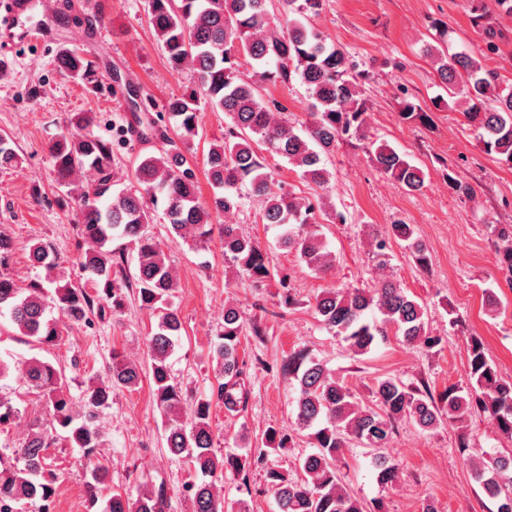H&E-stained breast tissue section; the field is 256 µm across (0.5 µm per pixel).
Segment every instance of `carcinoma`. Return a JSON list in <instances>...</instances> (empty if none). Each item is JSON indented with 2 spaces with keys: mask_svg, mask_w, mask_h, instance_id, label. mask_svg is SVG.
<instances>
[{
  "mask_svg": "<svg viewBox=\"0 0 512 512\" xmlns=\"http://www.w3.org/2000/svg\"><path fill=\"white\" fill-rule=\"evenodd\" d=\"M278 2L283 20L277 24L271 17V0H147L149 23L169 64L177 70L187 67L196 76V87L170 98L165 106L183 146H190L199 135V100L227 118L224 138L211 141L203 157L213 189L210 201H200L196 170L182 146L172 140L139 161L134 172L139 189L135 191L114 189L112 142L96 134L92 113H75L67 133L49 145L58 184L80 201V234L85 243L81 266L95 276L97 296L64 281L59 260L43 242L31 245L29 258L45 268L53 293L47 294L41 284L27 290L19 287L6 273L13 243L0 227V315L9 314L20 335L47 347L58 345L62 338L60 320L47 316L51 308L71 323L85 320L97 299L107 301L113 313L123 312L130 285L114 270L112 241L125 238L134 245L137 300L156 315L147 338L152 394L168 452L186 460L193 472L185 488L191 512H224L217 482L227 470L240 473L250 467L251 459L232 452L217 454L212 399H197L191 417L183 415V390L171 377L168 364L182 329L179 311L170 303L178 287L177 276L145 227L160 209L172 237L197 251L205 248L217 229L223 238L224 258L245 277L261 283L273 276L265 254L234 225L220 223L222 216L242 206L239 185L247 182L263 202V223L277 229L278 243L295 251L311 271L325 274L335 266L336 256L326 249L319 231L331 181L324 159L339 143L366 138L367 105L361 91L366 73L310 23L322 12L324 0ZM498 50L489 36L477 54H450L438 47L427 48L426 54L433 59L435 78L448 96L465 99L464 116L476 129L484 152L512 167V89L499 88L497 72L484 64ZM56 65L89 83L98 82L96 63L75 49L62 50ZM294 78L306 86L310 99L312 120L301 133L280 117L284 111L280 103L262 93L265 83L286 84ZM264 151L287 159L324 194L312 199L276 187ZM21 160L11 139L0 136V169L15 167ZM371 161L409 192L424 186L423 170L387 145L371 151ZM444 179L455 194H472V187L455 172L445 170ZM390 233L420 269H429L430 254L412 225L392 224ZM492 233L498 241L499 263L512 272V225L496 224ZM314 308L324 326L354 356L369 353L391 335L427 353L443 342L428 332L424 305L387 278L372 290L327 288L315 297ZM241 330L240 313L229 307L224 310V329L211 343L222 374L214 393L231 416L244 410L249 396L239 363ZM286 368L296 382L297 424L308 431L315 451L302 462L301 480L276 468L266 471L274 512H366L342 483L340 457L351 446L384 447L406 420L430 430L445 415L461 423L478 413L491 419L496 432L512 439V379L502 376L479 336L470 337L468 343L466 384L448 387L437 399L425 381L418 387L385 377L370 388V406L357 401L351 388L326 365L302 352L290 357ZM21 374L29 388L45 399L49 419L30 424L22 446L12 450L15 463L0 466V512H23L26 504L36 505L38 512H50L57 476L48 463L47 450L58 440L82 451L92 465L86 494L95 512H166L168 495L162 484L135 498L120 491L102 494L108 468L94 461L102 445L96 413L109 405L114 390H133L139 385L136 363L113 354L108 378H90L79 405L69 395L68 380L59 364L31 357L23 361ZM18 420V409L0 396V427ZM291 441V434L271 427L263 444L277 452ZM457 448L473 467L475 482L495 501L496 512H512V452L477 448L465 434L459 436ZM373 467L382 485L400 478L399 465L392 459L376 455Z\"/></svg>",
  "mask_w": 512,
  "mask_h": 512,
  "instance_id": "obj_1",
  "label": "carcinoma"
}]
</instances>
